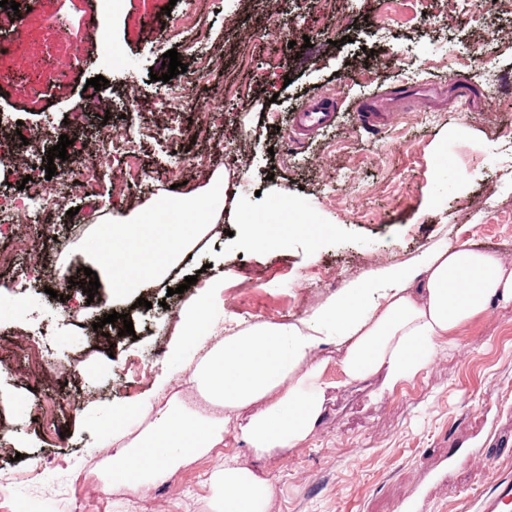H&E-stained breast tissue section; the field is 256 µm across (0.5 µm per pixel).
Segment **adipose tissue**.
<instances>
[{"label": "adipose tissue", "mask_w": 512, "mask_h": 512, "mask_svg": "<svg viewBox=\"0 0 512 512\" xmlns=\"http://www.w3.org/2000/svg\"><path fill=\"white\" fill-rule=\"evenodd\" d=\"M229 183L215 176L186 194H164L154 209L129 216L112 215L96 229L93 251L110 284L109 300L119 304L151 286L190 251L210 225L224 221ZM278 223L266 224L238 212L243 241L257 248L284 244L289 234H310L287 200L273 203ZM180 314L183 343L208 335L215 319L214 290ZM512 300V263L451 241L416 257L408 266L379 273L376 282L348 288L301 323L255 324L225 337L196 365L199 393L221 407L202 414L170 398L155 418L134 407L112 418L114 483L138 489L157 484L188 459L224 442L239 416L245 442L255 455L300 447L325 411L323 346H336L340 385L375 382L377 398L390 395L433 362L470 320L493 301ZM216 512H267L273 495L270 480L250 467L225 461L211 476Z\"/></svg>", "instance_id": "obj_1"}]
</instances>
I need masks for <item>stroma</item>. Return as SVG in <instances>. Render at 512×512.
<instances>
[{"label":"stroma","mask_w":512,"mask_h":512,"mask_svg":"<svg viewBox=\"0 0 512 512\" xmlns=\"http://www.w3.org/2000/svg\"><path fill=\"white\" fill-rule=\"evenodd\" d=\"M0 7V29L23 32L0 54V72L57 71L44 95L0 83V132L41 129L39 163L59 133L91 145L124 136L115 160L55 159L54 205L38 222L15 214L0 238V285L22 304L0 305V512H213L209 478L231 457L272 480L269 512H474L477 495L512 479V301L493 302L435 365L381 400L368 384L338 386L341 353L317 351L331 388L327 409L300 447L254 456L239 427L223 447L192 458L162 483L133 491L112 481V414L177 397L207 407L190 377L209 348L261 322H299L354 284L457 240L512 261V97L494 98L512 74V11L483 4L463 21L435 17L429 0H19ZM346 15L337 29V15ZM309 39L310 47L292 49ZM490 54L474 57L478 42ZM187 70L162 100L163 55ZM104 76L101 88L90 78ZM435 89L420 110L383 128L357 122L350 105ZM333 101L331 126L289 134L308 99ZM107 103L97 109L96 101ZM84 112L82 127L65 126ZM230 175L229 194L264 219L275 198L319 228L279 248L245 245L239 225L218 224L145 305L120 306L134 326L92 334L103 294L80 288L86 249L103 215L150 206L171 185ZM91 223L70 209L86 193ZM331 274L317 282L312 273ZM74 285L50 297L59 271ZM223 273L212 336L181 344L180 313ZM197 282L186 285V277ZM45 356L53 370L31 380ZM474 453L481 464H457Z\"/></svg>","instance_id":"35a3bbf8"}]
</instances>
